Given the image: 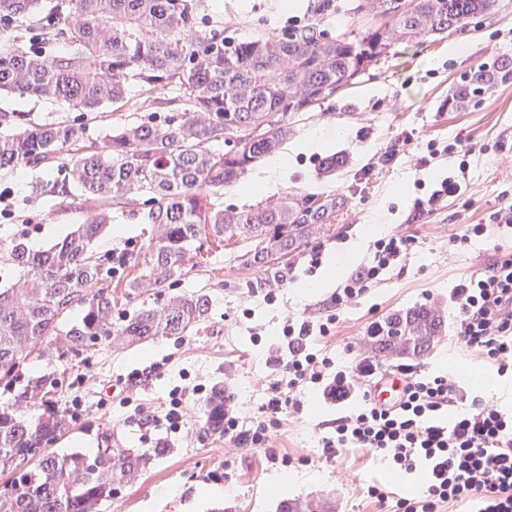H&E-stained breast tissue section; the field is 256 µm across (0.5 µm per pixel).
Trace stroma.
I'll use <instances>...</instances> for the list:
<instances>
[{"label": "stroma", "mask_w": 512, "mask_h": 512, "mask_svg": "<svg viewBox=\"0 0 512 512\" xmlns=\"http://www.w3.org/2000/svg\"><path fill=\"white\" fill-rule=\"evenodd\" d=\"M347 2L335 0L334 8L325 10L321 0H303L301 7L286 10L282 0H206L205 13L211 25L245 38L286 28L295 19L333 36L353 27ZM452 43L458 46L453 55L448 52ZM506 57L512 58V0H497L491 13L457 31L391 47L351 88L289 122V142L320 128L335 139V152L344 164L327 173L320 152L295 153L272 197L305 191L335 198L343 206L335 219L283 259L280 275L243 267L239 257L245 242H205L199 253L187 257L191 270L177 287L178 292L211 299L208 319L191 334L163 336L127 350L105 339L89 361L39 359L24 368L27 377L52 373L63 380L53 406L73 420L53 446L57 453L93 451L97 431L104 426L114 428L124 448H152L160 440L170 445V453L117 486L101 512H213L218 506L224 512H278L285 499H324L334 512H376L366 496L370 484L384 485L393 497L421 494L414 477L390 474L388 464L369 450L351 448L325 457L323 426L337 412L312 387L301 392L303 411L284 413L272 439L277 454L293 457L292 466L271 463L264 449L228 448L223 435L199 433L205 405L217 388L235 393L244 422L259 416L276 378L266 356L283 345L285 321L320 314L330 301L331 288L309 294L299 289L311 276L312 251L320 250L323 260H335L345 275H352L370 262L373 241L365 239L355 253L349 244L359 228L375 222L413 237L411 249L358 303L340 311L334 335L319 340V347L332 357L347 346L370 354L369 322L432 306L440 310L447 329L431 352L419 358L423 373L449 363L485 373L501 379L503 387H480L477 395L512 406V376L498 375L496 364L457 341L450 300L461 277L480 273L498 254H512V229H501L492 244L478 239L458 252L448 250V237L459 225L484 223L503 196L512 197V83L492 88L478 105L463 110L448 105L454 86L466 75ZM0 109L24 113L31 124L65 123L74 117L62 104L6 96L0 98ZM457 140L470 146L469 154L445 153V146ZM431 143L439 153L428 167H419ZM391 149L395 157L382 164L384 152ZM459 172L467 185L461 196L444 200L433 211H415L416 199L430 194L437 179ZM35 177L27 169L0 170V279L6 281L16 275L9 260L15 238L25 237L31 248L44 249L86 217L81 200L56 184L54 164L39 176L43 190L34 188ZM401 181L405 191L394 195L393 187ZM112 222L125 231H106L95 245L98 253H135L144 246L148 225L119 211ZM269 292L275 302L265 301ZM176 389L185 392L186 419L177 431L164 418Z\"/></svg>", "instance_id": "obj_1"}]
</instances>
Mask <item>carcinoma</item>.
<instances>
[{"mask_svg":"<svg viewBox=\"0 0 512 512\" xmlns=\"http://www.w3.org/2000/svg\"><path fill=\"white\" fill-rule=\"evenodd\" d=\"M395 0H372L388 22L349 38L328 37L312 25L241 40L201 25L204 0H0V30L29 22L28 43L0 44V94L63 102L70 109L96 112L122 108L130 88L140 104H153L159 91L175 85L184 107L109 129L94 139L81 124L30 125L0 111V169L36 168L57 163L61 185L89 204L85 222L62 241L32 250L14 241L12 264L19 279L0 288V382L20 381V368L37 344L53 347L59 359H83L102 338L124 348L159 336H183L210 310L206 295L182 294L162 303L151 300L161 288L187 274L185 259L209 235L220 242L250 243L242 265L274 272L259 246L283 254L299 249L341 207L334 198L292 194L270 205L221 208L212 202L224 188L238 185L258 161L277 154L288 138V121L353 85L377 64L392 44L423 42L489 13L496 0H417L413 14L397 11ZM512 81V59L480 67L456 87L454 107L476 104L495 84ZM224 142V152L213 147ZM137 196L131 216L150 226L143 252L105 259L92 249L112 223L111 206ZM144 272L127 283L123 296L141 297L140 308L114 319L118 304L112 280L129 265ZM75 307L79 320L59 324ZM375 340L411 330L442 335L434 310L419 307L394 314ZM58 381H27L12 402L0 403V512H99L117 485L146 469L167 448L115 451L110 427L98 432L89 454L51 450L70 427L63 414L37 415L51 405ZM204 434L224 433V391L217 389L205 410Z\"/></svg>","mask_w":512,"mask_h":512,"instance_id":"carcinoma-1","label":"carcinoma"}]
</instances>
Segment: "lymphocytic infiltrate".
Returning <instances> with one entry per match:
<instances>
[{
	"label": "lymphocytic infiltrate",
	"mask_w": 512,
	"mask_h": 512,
	"mask_svg": "<svg viewBox=\"0 0 512 512\" xmlns=\"http://www.w3.org/2000/svg\"><path fill=\"white\" fill-rule=\"evenodd\" d=\"M512 225V200L503 201L482 224H465L448 238L449 251L471 238L491 240L494 232ZM411 237L394 232L374 242L372 261L337 287L330 314L319 321L289 318L283 326L287 349L269 355L277 380L263 407L264 418L247 427L234 393L224 395V442L233 448L267 447L284 411L301 412V387L315 384L337 405H348L332 430L322 436L324 455L344 448L381 454L397 472L413 473L418 464L429 471L419 497L390 499L380 486L367 489L382 512H436L449 503L474 502L478 512H512V411L469 398L453 374L425 375L410 364L399 365L406 380L401 402L376 404L370 386L380 370L374 361L353 358L340 364L309 346L312 335L329 336L340 309L356 303L384 272L407 254ZM457 310L456 338L466 348L512 367V255H502L479 275L460 279L452 290Z\"/></svg>",
	"instance_id": "1"
}]
</instances>
